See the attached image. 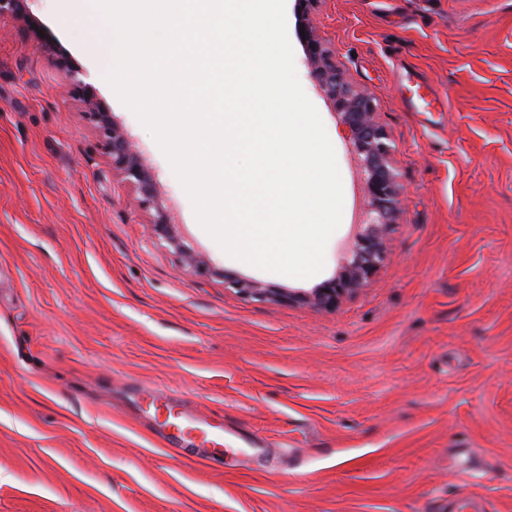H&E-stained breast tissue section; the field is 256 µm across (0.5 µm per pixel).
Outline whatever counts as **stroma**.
Here are the masks:
<instances>
[{
  "label": "stroma",
  "instance_id": "1",
  "mask_svg": "<svg viewBox=\"0 0 512 512\" xmlns=\"http://www.w3.org/2000/svg\"><path fill=\"white\" fill-rule=\"evenodd\" d=\"M144 158L181 250L112 170L61 70L0 21V512H512V0H320L337 66L376 99L403 212L336 308L259 299L223 272L309 291L363 205L350 146L308 75L348 209L317 275L230 258L97 65L88 0H32ZM445 105L417 111V86ZM213 268L184 267L180 251ZM233 433L220 463L159 443L141 387Z\"/></svg>",
  "mask_w": 512,
  "mask_h": 512
}]
</instances>
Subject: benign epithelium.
<instances>
[{"label": "benign epithelium", "instance_id": "7a95c632", "mask_svg": "<svg viewBox=\"0 0 512 512\" xmlns=\"http://www.w3.org/2000/svg\"><path fill=\"white\" fill-rule=\"evenodd\" d=\"M29 0H0V19L10 17L24 23L31 35L55 57L65 81L85 104V116L99 131L103 147L112 160V170L131 184L140 208L153 213L151 233L172 246L183 261L200 274H213L209 263L191 252H184L171 229V220L155 190L152 176L142 156L130 143L126 130L116 123L105 105L98 100L90 84L79 79V71L71 68L57 48L39 36L40 25L31 13ZM319 0H295L298 27L305 28L306 37L300 38L310 80L332 107L338 124L345 130L351 145L350 159L362 176L363 223L369 225L357 234L349 248L354 259L343 267L339 276L329 280L313 294L284 293L276 288L224 274V285L251 296L271 297L285 301H309L319 309L336 307L372 276L385 255L384 237L401 206L399 177L392 166V141L375 118L373 97L352 84L336 67L333 51L317 33L311 16Z\"/></svg>", "mask_w": 512, "mask_h": 512}]
</instances>
